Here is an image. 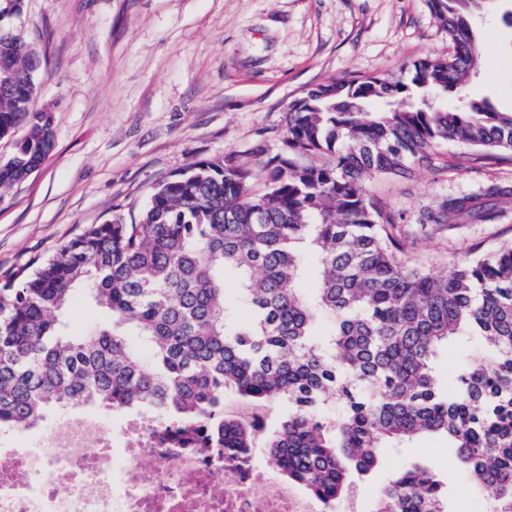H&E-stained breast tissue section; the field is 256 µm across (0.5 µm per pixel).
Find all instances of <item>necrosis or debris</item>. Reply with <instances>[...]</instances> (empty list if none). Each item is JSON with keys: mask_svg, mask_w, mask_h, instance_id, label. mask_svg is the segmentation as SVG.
<instances>
[{"mask_svg": "<svg viewBox=\"0 0 512 512\" xmlns=\"http://www.w3.org/2000/svg\"><path fill=\"white\" fill-rule=\"evenodd\" d=\"M377 499L356 488L327 508L256 449L212 447L203 421L93 412L0 429V512H369Z\"/></svg>", "mask_w": 512, "mask_h": 512, "instance_id": "1", "label": "necrosis or debris"}]
</instances>
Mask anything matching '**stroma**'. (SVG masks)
<instances>
[{
    "instance_id": "1",
    "label": "stroma",
    "mask_w": 512,
    "mask_h": 512,
    "mask_svg": "<svg viewBox=\"0 0 512 512\" xmlns=\"http://www.w3.org/2000/svg\"><path fill=\"white\" fill-rule=\"evenodd\" d=\"M490 0L474 18L483 66L473 99L512 108V31ZM15 23L42 51L36 108L53 113L54 149L0 201V280L50 256L90 224L133 219L161 181L190 163L276 154L289 104L347 75L394 76L444 57L428 0H23ZM414 260L437 274L512 243V155L473 157L443 143L431 164L367 178ZM479 195L488 222L432 224L448 198ZM419 465L447 485L451 512H492L441 435L383 449L362 485Z\"/></svg>"
}]
</instances>
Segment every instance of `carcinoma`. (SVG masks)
I'll list each match as a JSON object with an SVG mask.
<instances>
[{"label":"carcinoma","mask_w":512,"mask_h":512,"mask_svg":"<svg viewBox=\"0 0 512 512\" xmlns=\"http://www.w3.org/2000/svg\"><path fill=\"white\" fill-rule=\"evenodd\" d=\"M429 2L454 45L448 57L313 88L288 108L282 148L261 170L195 161L159 183L131 222L94 224L7 276L0 428L89 407L203 418L213 445L253 448L250 426L224 413L231 395L273 411L261 447L281 476L326 503L373 471L382 449L439 434L470 483L493 490L496 512H512V245L436 275L365 189L368 176L431 161L443 141L512 153V110L468 98L481 0ZM21 9L0 0V69L14 78L0 90V139L25 128L0 161V200L54 143L28 97L42 54L10 22ZM321 154L330 160H312ZM491 218L467 196L444 202L433 222ZM79 291L108 320L77 335L65 315ZM472 341L480 353L452 388L439 384L441 348ZM376 512H447L445 484L429 467L401 470Z\"/></svg>","instance_id":"cac0c4a2"}]
</instances>
